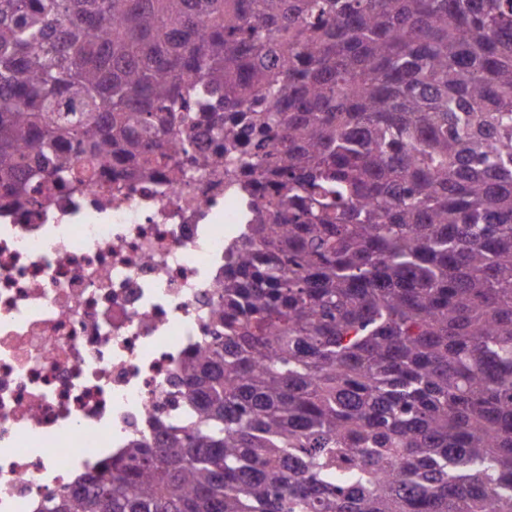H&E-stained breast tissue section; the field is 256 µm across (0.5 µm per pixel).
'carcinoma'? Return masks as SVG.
Here are the masks:
<instances>
[{
    "label": "carcinoma",
    "instance_id": "1",
    "mask_svg": "<svg viewBox=\"0 0 512 512\" xmlns=\"http://www.w3.org/2000/svg\"><path fill=\"white\" fill-rule=\"evenodd\" d=\"M179 155L274 189L193 418L37 512H512V0H0V212Z\"/></svg>",
    "mask_w": 512,
    "mask_h": 512
}]
</instances>
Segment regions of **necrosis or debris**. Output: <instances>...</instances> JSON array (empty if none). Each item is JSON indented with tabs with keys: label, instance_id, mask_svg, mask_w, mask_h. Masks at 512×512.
<instances>
[{
	"label": "necrosis or debris",
	"instance_id": "necrosis-or-debris-1",
	"mask_svg": "<svg viewBox=\"0 0 512 512\" xmlns=\"http://www.w3.org/2000/svg\"><path fill=\"white\" fill-rule=\"evenodd\" d=\"M240 182L115 171L0 213V512L188 419L180 369L251 222Z\"/></svg>",
	"mask_w": 512,
	"mask_h": 512
}]
</instances>
